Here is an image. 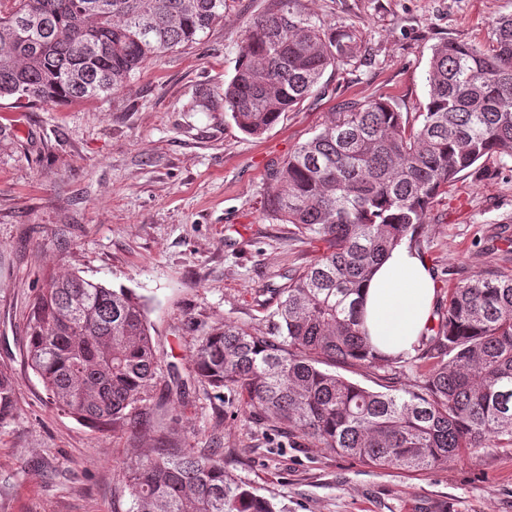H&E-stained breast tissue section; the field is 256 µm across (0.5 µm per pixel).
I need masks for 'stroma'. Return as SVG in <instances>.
I'll list each match as a JSON object with an SVG mask.
<instances>
[{
	"instance_id": "35a3bbf8",
	"label": "stroma",
	"mask_w": 512,
	"mask_h": 512,
	"mask_svg": "<svg viewBox=\"0 0 512 512\" xmlns=\"http://www.w3.org/2000/svg\"><path fill=\"white\" fill-rule=\"evenodd\" d=\"M268 0H226L200 41L145 63L112 95L55 105H0V368L16 410L0 422V512H113L126 465L158 429L222 453L224 469L279 512H512V446L472 450L428 473L383 470L292 441L244 412L232 392L188 376L200 334L234 322L268 331L288 278L324 244L267 211L273 164L334 119L342 104L387 97L418 112L432 48L486 42L512 0H302L325 25L358 32L362 51L262 137L224 113L246 28ZM440 195L411 240L435 274L437 318L458 283L512 273V158ZM77 275L151 298L165 363L157 404L112 430L51 404L25 359L28 316L45 276ZM434 361L336 366L373 391L424 393Z\"/></svg>"
}]
</instances>
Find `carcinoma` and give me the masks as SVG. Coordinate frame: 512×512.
<instances>
[{"label":"carcinoma","instance_id":"obj_1","mask_svg":"<svg viewBox=\"0 0 512 512\" xmlns=\"http://www.w3.org/2000/svg\"><path fill=\"white\" fill-rule=\"evenodd\" d=\"M224 18V0H0V101L49 105L105 98L141 66L194 43ZM355 31L314 20L302 0H269L246 30L224 113L260 137L316 90L330 67L360 53ZM427 101L415 114L391 98L348 102L321 131L273 166L267 205L325 250L289 278L269 335L242 325L200 336L194 385L243 396L294 437L381 469L427 473L462 453L512 445V274L460 283L429 339L437 359L426 393L375 392L330 371L387 366L373 350L359 292L463 172L512 157V16L485 44L432 48ZM147 303L127 288L49 277L30 311L28 366L51 403L92 425L132 429L151 405L160 353ZM0 370V421L15 411ZM159 447L127 466L115 489L124 512H277L227 478L218 454Z\"/></svg>","mask_w":512,"mask_h":512}]
</instances>
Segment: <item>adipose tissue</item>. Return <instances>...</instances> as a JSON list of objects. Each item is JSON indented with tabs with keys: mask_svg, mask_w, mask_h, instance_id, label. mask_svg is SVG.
I'll list each match as a JSON object with an SVG mask.
<instances>
[{
	"mask_svg": "<svg viewBox=\"0 0 512 512\" xmlns=\"http://www.w3.org/2000/svg\"><path fill=\"white\" fill-rule=\"evenodd\" d=\"M362 318L373 347L397 356L412 352L434 318L436 288L425 258L400 244L363 288Z\"/></svg>",
	"mask_w": 512,
	"mask_h": 512,
	"instance_id": "1",
	"label": "adipose tissue"
}]
</instances>
